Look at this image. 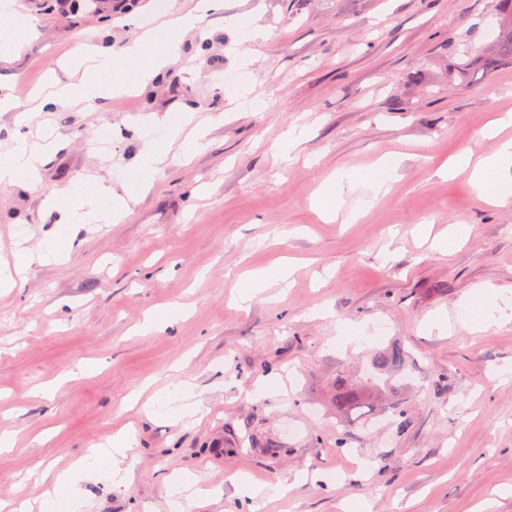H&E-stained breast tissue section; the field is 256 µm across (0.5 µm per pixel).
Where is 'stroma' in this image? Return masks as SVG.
Instances as JSON below:
<instances>
[{
  "label": "stroma",
  "instance_id": "35a3bbf8",
  "mask_svg": "<svg viewBox=\"0 0 512 512\" xmlns=\"http://www.w3.org/2000/svg\"><path fill=\"white\" fill-rule=\"evenodd\" d=\"M197 0H155L110 22L40 0H16L0 23L38 38L0 59V81L18 103L47 79L68 80L85 43L110 42L112 86L135 79L121 50L168 13ZM501 0H223L182 38L178 55L146 90L60 106L28 124L0 112V152L49 136L40 186L0 185V269L16 249L25 273L0 290V431L17 444L0 454V502L38 512L52 478L118 430L134 439L135 479L116 489L99 473L76 485L84 512H174L170 482L196 480L209 497L183 498L184 512H512V320L473 331L463 323L477 287L512 294V200L481 197L467 174L438 168L461 152L493 153L485 125L512 114V58L493 69L483 55L501 31ZM259 22L268 32L251 42ZM472 76L459 77L460 64ZM250 85L268 106L233 112ZM185 115L202 128L189 161L150 137ZM309 127L294 164L279 147L288 128ZM110 127L112 148L97 133ZM167 159L150 188L126 190L145 154ZM402 157L390 192L368 212L348 193L333 220L316 195L333 175L381 156ZM105 190L126 198L122 220L62 224L50 194ZM455 224L468 239L444 251L435 239ZM67 242L45 260L44 242ZM290 259L289 287L269 285L246 309L242 274ZM178 306L177 322L138 330L147 312ZM447 316L452 328L431 320ZM364 327L345 345L338 323ZM408 353L407 410L341 422L328 389L338 373L367 366L375 350ZM80 362L92 372L73 377ZM279 378L283 393L255 394ZM195 386L199 413L144 416L140 405L174 380ZM256 484L287 485L256 501Z\"/></svg>",
  "mask_w": 512,
  "mask_h": 512
}]
</instances>
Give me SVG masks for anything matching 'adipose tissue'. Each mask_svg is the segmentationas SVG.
I'll use <instances>...</instances> for the list:
<instances>
[{
    "label": "adipose tissue",
    "instance_id": "obj_1",
    "mask_svg": "<svg viewBox=\"0 0 512 512\" xmlns=\"http://www.w3.org/2000/svg\"><path fill=\"white\" fill-rule=\"evenodd\" d=\"M217 0H199L195 13L179 14L162 22L160 27L149 30L124 50L132 66L142 72V81L156 76L164 63L177 51L176 41L166 39L165 30L177 29L184 32L194 28L197 15L217 8ZM104 86L89 80H80L62 86L55 94L34 95L32 111L43 112L72 101H89L101 97ZM49 145L33 146L27 141H16L7 152L0 153V183L24 182L34 187L38 184L39 167ZM401 165L400 156L387 154L363 172L347 171L323 184L318 192L316 204L324 218H334L343 204L346 189L363 185L368 195L360 199L357 208L364 211L371 208L378 197L390 191ZM448 174L468 173L472 185L481 196L498 202L512 199V139L503 140L491 155L472 161L462 153L452 158L447 167ZM198 402L194 386L186 381L165 386L155 394L153 402L145 410L146 416L153 417L167 413L177 417L194 415ZM88 471H97L111 481L113 487L129 488L134 479V465L131 459V441L127 434L119 433L110 437L106 445L80 458L67 471L57 475L53 490L40 502L41 512H59L61 503H68L71 512H78L79 502L75 493L78 478Z\"/></svg>",
    "mask_w": 512,
    "mask_h": 512
}]
</instances>
